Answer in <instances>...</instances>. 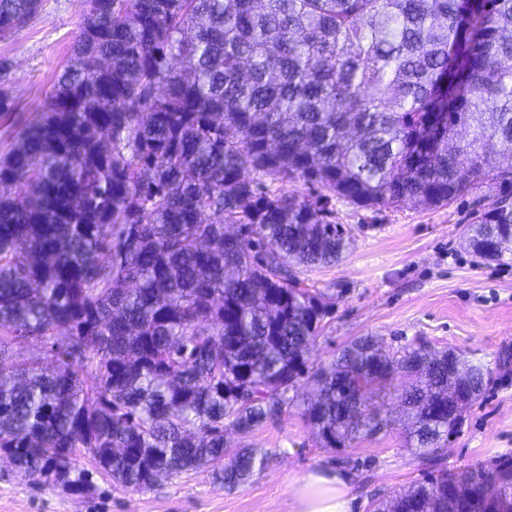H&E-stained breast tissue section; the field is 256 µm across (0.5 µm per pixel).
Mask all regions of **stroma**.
<instances>
[{
    "mask_svg": "<svg viewBox=\"0 0 512 512\" xmlns=\"http://www.w3.org/2000/svg\"><path fill=\"white\" fill-rule=\"evenodd\" d=\"M82 10V0H44L35 21L0 39V58L13 64L18 104L12 116H0V131L18 129L41 105ZM475 209L469 195L432 209L373 211L337 201L336 221L349 225L351 244L335 266L304 275L310 287L331 289L335 302L310 351L311 367L328 364L339 348L361 336L378 337L394 351L424 341L484 365L485 392L444 445L450 466L512 454V360H501L512 357V258L492 266L476 263L464 240ZM229 440L265 455L242 488L225 489L211 473L200 472L136 491L81 457L77 466L89 473L91 489L76 496L18 478L0 462V512H292L293 482L329 467L353 475V512H369L371 501L385 500L422 477V459L408 447L398 421L335 450L323 446L293 405L279 421Z\"/></svg>",
    "mask_w": 512,
    "mask_h": 512,
    "instance_id": "35a3bbf8",
    "label": "stroma"
}]
</instances>
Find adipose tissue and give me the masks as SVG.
<instances>
[{"label": "adipose tissue", "instance_id": "ef3b65f1", "mask_svg": "<svg viewBox=\"0 0 512 512\" xmlns=\"http://www.w3.org/2000/svg\"><path fill=\"white\" fill-rule=\"evenodd\" d=\"M350 477L334 470H316L291 488L294 512H351Z\"/></svg>", "mask_w": 512, "mask_h": 512}]
</instances>
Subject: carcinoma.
<instances>
[{"label": "carcinoma", "mask_w": 512, "mask_h": 512, "mask_svg": "<svg viewBox=\"0 0 512 512\" xmlns=\"http://www.w3.org/2000/svg\"><path fill=\"white\" fill-rule=\"evenodd\" d=\"M68 58L0 154V450L43 481L88 449L146 489L209 472L246 486L233 450L280 419L302 380L326 448L375 432L397 378L422 480L372 512H512V455L458 470L438 448L484 369L365 336L308 356L332 297L336 201L436 208L497 186L469 225L481 265L512 256V0H84ZM43 0H0V39ZM0 58V114L16 111ZM319 193L301 197L282 185ZM44 346L53 366L13 349Z\"/></svg>", "instance_id": "obj_1"}]
</instances>
